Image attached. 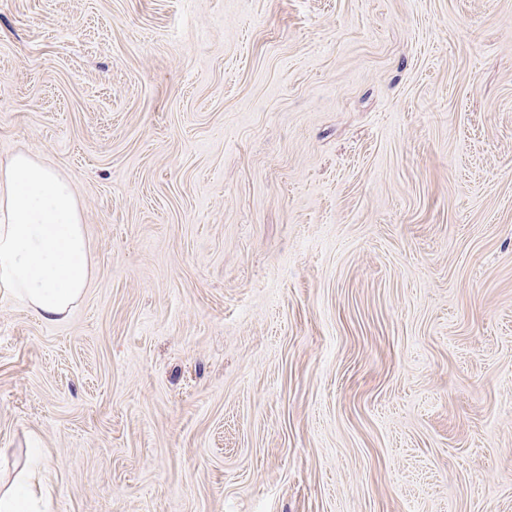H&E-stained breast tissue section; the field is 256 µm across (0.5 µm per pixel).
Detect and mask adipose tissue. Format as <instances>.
I'll use <instances>...</instances> for the list:
<instances>
[{"instance_id": "adipose-tissue-1", "label": "adipose tissue", "mask_w": 512, "mask_h": 512, "mask_svg": "<svg viewBox=\"0 0 512 512\" xmlns=\"http://www.w3.org/2000/svg\"><path fill=\"white\" fill-rule=\"evenodd\" d=\"M91 277L81 208L59 175L27 154L0 162V294L42 321L67 318Z\"/></svg>"}]
</instances>
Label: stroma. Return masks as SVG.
I'll return each mask as SVG.
<instances>
[{
	"mask_svg": "<svg viewBox=\"0 0 512 512\" xmlns=\"http://www.w3.org/2000/svg\"><path fill=\"white\" fill-rule=\"evenodd\" d=\"M79 201L0 296L45 512H512V0H0V160ZM90 277L82 211L68 182L27 154L1 161V296L43 322H60Z\"/></svg>",
	"mask_w": 512,
	"mask_h": 512,
	"instance_id": "35a3bbf8",
	"label": "stroma"
}]
</instances>
